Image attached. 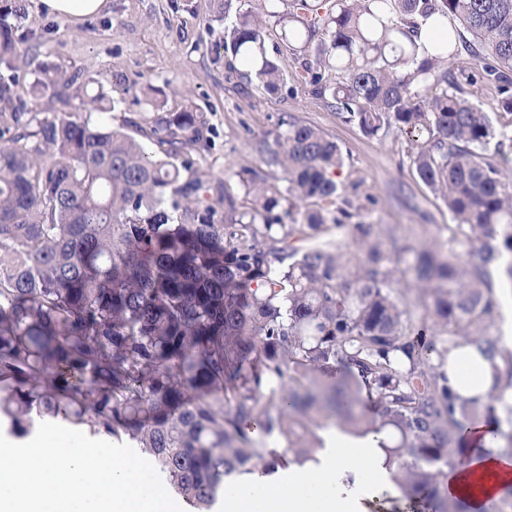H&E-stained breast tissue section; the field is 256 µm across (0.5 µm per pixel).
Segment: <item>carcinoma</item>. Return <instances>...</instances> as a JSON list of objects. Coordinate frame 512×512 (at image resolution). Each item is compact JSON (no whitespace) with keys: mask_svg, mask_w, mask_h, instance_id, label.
Returning a JSON list of instances; mask_svg holds the SVG:
<instances>
[{"mask_svg":"<svg viewBox=\"0 0 512 512\" xmlns=\"http://www.w3.org/2000/svg\"><path fill=\"white\" fill-rule=\"evenodd\" d=\"M224 17L228 68L281 90L263 17L313 53L312 93L370 135L408 136L420 179L476 259L437 238L395 258L379 242L321 240L345 226L352 200L329 171L342 150L298 122L267 145L289 204L251 185L249 210L217 218L224 186L202 180L190 152L204 112L189 96L153 120L157 156L121 128L65 111L79 76L45 64L18 95L33 46L17 35L24 0H0V417L17 436L64 419L93 436L129 440L161 467L192 512H211L224 480L314 458L317 431L387 434L386 468L417 512H468L440 490L462 458L463 433L504 423L512 455V352L491 333L492 274L512 284V176L487 154L491 113L465 97L460 51L482 64L512 112V0H213ZM441 36L426 45L420 24ZM471 35L460 38L457 26ZM109 112L102 92L84 93ZM219 190L216 199L211 191ZM473 345L490 362L487 397L455 399L448 355ZM278 433L282 452L262 437ZM482 512H512V487Z\"/></svg>","mask_w":512,"mask_h":512,"instance_id":"obj_1","label":"carcinoma"}]
</instances>
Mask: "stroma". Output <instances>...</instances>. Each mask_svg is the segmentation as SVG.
Listing matches in <instances>:
<instances>
[{
	"instance_id": "obj_1",
	"label": "stroma",
	"mask_w": 512,
	"mask_h": 512,
	"mask_svg": "<svg viewBox=\"0 0 512 512\" xmlns=\"http://www.w3.org/2000/svg\"><path fill=\"white\" fill-rule=\"evenodd\" d=\"M25 4L20 31L37 48L20 74L21 94H29L43 63L65 78L110 75L104 90L116 105L104 119L115 128L128 119L150 126L154 115L179 110L184 95H191L211 128L192 154L194 167L202 179L223 182L240 212L247 207V185L287 188L280 169L262 161L267 142L288 120L314 126L340 146L344 165L336 180L370 222L371 240L392 255L434 237L456 249L447 230L453 216L417 175L407 137L396 131L368 135L327 107L301 79L306 55L282 42L276 21L267 23L266 47L287 83L266 95L256 86L242 87L238 73L226 68L224 23L211 0H108L103 16L76 25L47 16L37 0ZM471 72L468 98L492 112L497 132L505 136L489 150L502 152L505 167L512 168V114L498 109L497 86L482 80L480 66Z\"/></svg>"
}]
</instances>
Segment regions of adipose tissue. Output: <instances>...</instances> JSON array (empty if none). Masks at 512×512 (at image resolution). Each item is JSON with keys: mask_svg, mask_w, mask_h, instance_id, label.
Returning a JSON list of instances; mask_svg holds the SVG:
<instances>
[{"mask_svg": "<svg viewBox=\"0 0 512 512\" xmlns=\"http://www.w3.org/2000/svg\"><path fill=\"white\" fill-rule=\"evenodd\" d=\"M448 384L455 396L468 399L485 396L490 368L471 348L454 351L448 359ZM324 447L319 463L312 469L294 472L280 487L264 478L229 481L221 497L225 512H251L258 491H266L268 512H336L346 489L340 478L344 473L371 469L380 473L381 458L375 435L351 437L336 429L323 432ZM449 493L464 500L471 512H480L488 498L500 496L512 487V456L489 448L485 421L473 424L463 463L449 471L445 479Z\"/></svg>", "mask_w": 512, "mask_h": 512, "instance_id": "ef3b65f1", "label": "adipose tissue"}]
</instances>
